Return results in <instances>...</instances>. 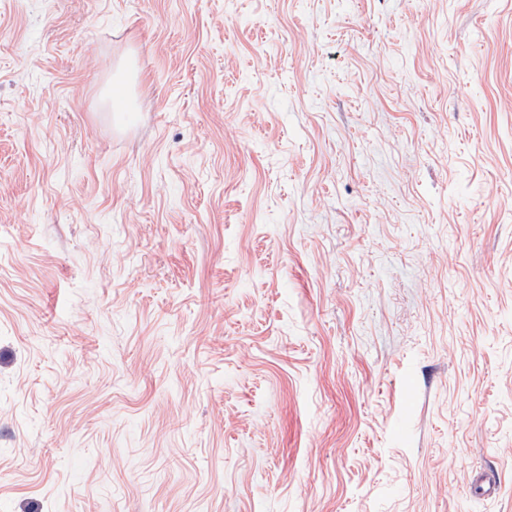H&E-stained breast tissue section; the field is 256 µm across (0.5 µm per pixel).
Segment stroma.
<instances>
[{
  "label": "stroma",
  "instance_id": "stroma-1",
  "mask_svg": "<svg viewBox=\"0 0 512 512\" xmlns=\"http://www.w3.org/2000/svg\"><path fill=\"white\" fill-rule=\"evenodd\" d=\"M0 237V512H512V0H0Z\"/></svg>",
  "mask_w": 512,
  "mask_h": 512
}]
</instances>
